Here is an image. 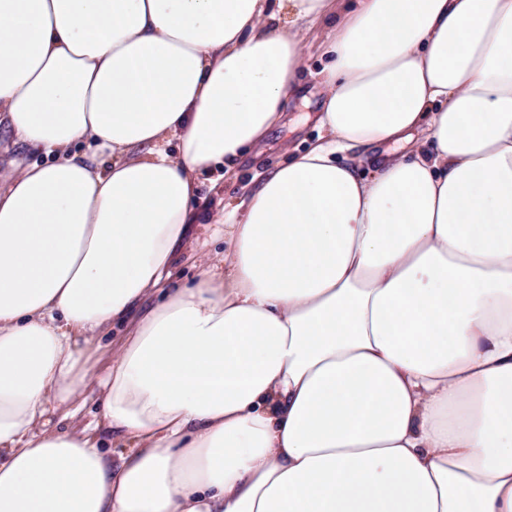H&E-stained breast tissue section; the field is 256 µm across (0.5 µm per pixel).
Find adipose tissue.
Masks as SVG:
<instances>
[{"label":"adipose tissue","mask_w":512,"mask_h":512,"mask_svg":"<svg viewBox=\"0 0 512 512\" xmlns=\"http://www.w3.org/2000/svg\"><path fill=\"white\" fill-rule=\"evenodd\" d=\"M0 129V512H512V0H0ZM325 29L316 25L303 32L305 66L301 75L304 89L298 95L290 94L283 118L265 140L245 154L238 162L239 179L219 178L223 169L206 173L199 189L202 213L213 215L224 203L240 204L245 198V185L253 176L266 172L286 160L288 150L304 151L318 136L317 117L322 104L321 88L316 73L322 68L321 44ZM305 96L308 103L301 101ZM222 206H218V202ZM37 160H41L38 154L26 146L16 145L11 146L8 152H1L0 166L1 170H4L9 162H13L15 166H23ZM204 240V237L200 238L195 253L184 252L180 255L176 263V287L191 284L194 281V278L198 271L197 255L208 254L214 256L218 252H223V242H209L207 245H203Z\"/></svg>","instance_id":"1"}]
</instances>
